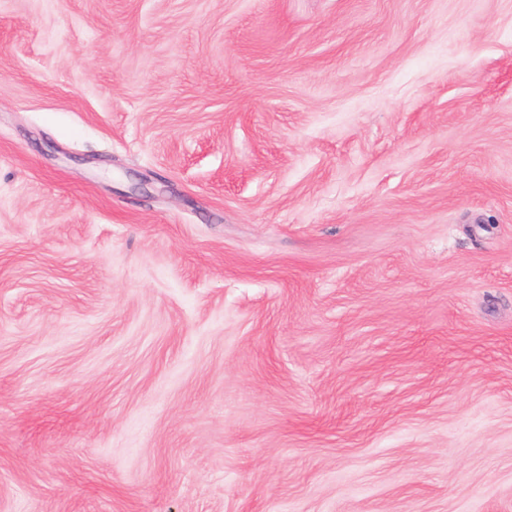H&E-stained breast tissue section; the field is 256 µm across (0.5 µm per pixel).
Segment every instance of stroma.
Returning <instances> with one entry per match:
<instances>
[{"mask_svg":"<svg viewBox=\"0 0 512 512\" xmlns=\"http://www.w3.org/2000/svg\"><path fill=\"white\" fill-rule=\"evenodd\" d=\"M0 512H512V0H0Z\"/></svg>","mask_w":512,"mask_h":512,"instance_id":"35a3bbf8","label":"stroma"}]
</instances>
